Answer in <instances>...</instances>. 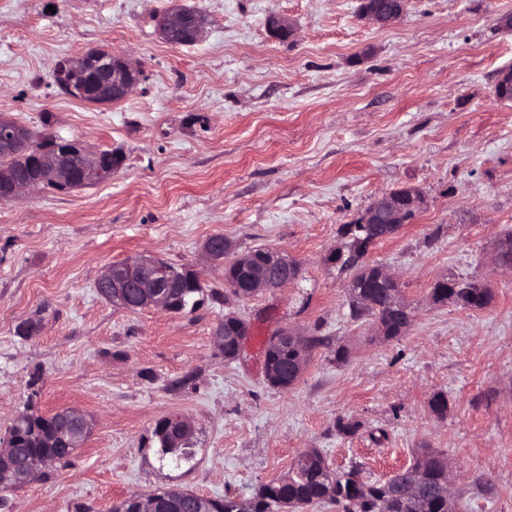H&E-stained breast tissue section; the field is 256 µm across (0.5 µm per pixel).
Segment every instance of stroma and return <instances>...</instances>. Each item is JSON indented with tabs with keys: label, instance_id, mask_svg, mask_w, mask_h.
<instances>
[{
	"label": "stroma",
	"instance_id": "stroma-1",
	"mask_svg": "<svg viewBox=\"0 0 512 512\" xmlns=\"http://www.w3.org/2000/svg\"><path fill=\"white\" fill-rule=\"evenodd\" d=\"M202 13L190 46L158 35L156 15ZM359 0H0V113L31 130L123 155L111 180L0 203V432L26 407L76 408L93 426L70 463L7 492L0 512H108L130 493L181 488L252 496L318 449L331 469L371 480L409 467L422 444L445 451L462 512H512V272L494 263L512 230V104L495 100L512 65V0H408L378 28ZM285 17L292 40L271 36ZM108 46L144 79L125 100L93 105L53 81L55 62ZM421 189L417 219L376 244L413 322L371 341L353 319L330 256L341 225L400 186ZM275 248L299 277L246 300L194 311L136 312L100 297L105 267L139 254L193 266L223 291L205 241ZM444 277L493 292L474 310L432 305ZM250 335L225 360V313ZM34 322L21 336L18 326ZM283 327L328 337L288 390L264 375V343ZM350 358L337 363L334 347ZM448 399L445 416L429 406ZM179 414L194 457L160 459L153 428ZM355 423L353 435L337 419ZM489 480L490 493L474 491Z\"/></svg>",
	"mask_w": 512,
	"mask_h": 512
}]
</instances>
